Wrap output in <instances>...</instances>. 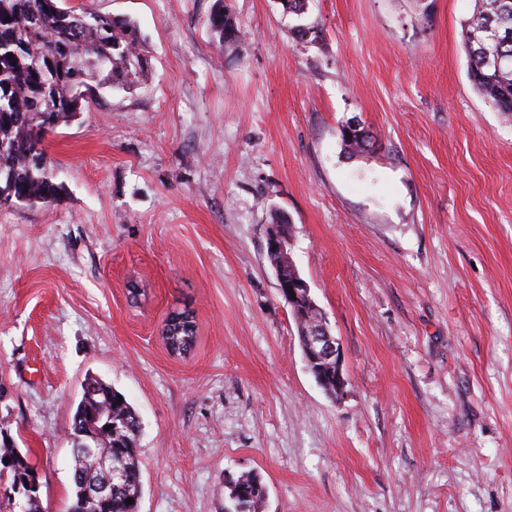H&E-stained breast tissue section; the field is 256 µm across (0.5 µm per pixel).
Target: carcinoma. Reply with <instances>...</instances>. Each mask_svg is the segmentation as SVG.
Listing matches in <instances>:
<instances>
[{
  "label": "carcinoma",
  "instance_id": "carcinoma-1",
  "mask_svg": "<svg viewBox=\"0 0 512 512\" xmlns=\"http://www.w3.org/2000/svg\"><path fill=\"white\" fill-rule=\"evenodd\" d=\"M62 0H0V204L13 201L35 205L59 195V185L47 163L44 135L69 122L81 110L87 93L120 89L145 81L151 73L140 48L137 26L110 17L60 6ZM512 19V0H474L463 25V46L469 78L497 112L512 113V38L495 33L500 13ZM219 44L246 48L247 32L237 24L225 0H215L208 18ZM503 60L498 69L485 64L487 54ZM344 150L355 155L373 144L341 131ZM170 343L193 347L196 333L168 317ZM119 392L96 377L88 378L77 404L72 427L98 411L112 412L110 433L81 437L82 444L112 452L124 479L113 484L112 501L98 504L82 498L83 484L104 478L92 456L74 455L73 494L76 512H138L141 468L137 451L140 421ZM10 462H4V459ZM26 457L9 441L0 442V486L29 490L24 503L0 497V512H41L38 490ZM228 496L233 512H259L264 489L258 475L244 472L231 479ZM134 503L126 504V499Z\"/></svg>",
  "mask_w": 512,
  "mask_h": 512
}]
</instances>
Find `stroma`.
Returning a JSON list of instances; mask_svg holds the SVG:
<instances>
[{"label":"stroma","mask_w":512,"mask_h":512,"mask_svg":"<svg viewBox=\"0 0 512 512\" xmlns=\"http://www.w3.org/2000/svg\"><path fill=\"white\" fill-rule=\"evenodd\" d=\"M228 2L243 53L214 0H65L132 20L153 68L47 134L54 202L0 205V432L43 512L69 504L91 376L140 417L139 512H227L248 471L260 512H512V116L468 77L473 0ZM354 119L378 143L351 157ZM275 212L342 398L277 293ZM227 8L224 0H215L208 18L210 29L217 37L219 45L229 43L241 50L246 49L247 33L237 24ZM184 312H173L171 313L166 322H168V331L172 333V335H168L167 338L170 340V345L173 347L174 343L176 341H179V344H183L185 348L184 350H188L189 348H192L195 343L196 338V331L188 333L184 323L179 321L177 322L175 318L172 316H179L183 314ZM188 338V339H186ZM307 336L301 342L303 358L313 370H320L321 366L335 367L337 396L341 395L346 386V379L343 373V348L338 339L332 334L326 318L323 316L318 322L305 331Z\"/></svg>","instance_id":"obj_1"}]
</instances>
